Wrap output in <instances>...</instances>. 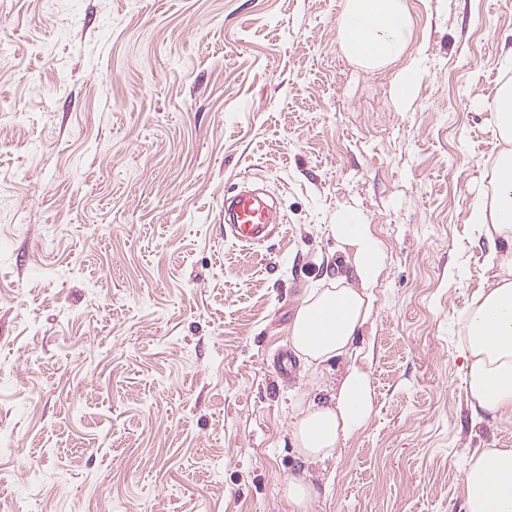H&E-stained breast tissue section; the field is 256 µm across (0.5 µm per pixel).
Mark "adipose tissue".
<instances>
[{
	"label": "adipose tissue",
	"mask_w": 512,
	"mask_h": 512,
	"mask_svg": "<svg viewBox=\"0 0 512 512\" xmlns=\"http://www.w3.org/2000/svg\"><path fill=\"white\" fill-rule=\"evenodd\" d=\"M410 26L406 0H345L337 26L343 52L363 69L400 63L392 85L399 103L412 95L419 76L408 61ZM502 67L511 77L499 87L491 114L501 143L492 162V192L478 198L468 219L487 247L486 263L494 275L459 317L457 350L473 421L488 417L512 424V50L504 53ZM328 229L356 279L342 276L329 287L309 290L289 326L290 345L309 369L313 391L291 409V437L298 457L310 465L334 459L342 442L366 428L375 406L356 341L375 307L385 253L357 209L338 210ZM338 360L347 367L331 390L325 372ZM462 509L512 512V448L473 450L463 470Z\"/></svg>",
	"instance_id": "obj_1"
}]
</instances>
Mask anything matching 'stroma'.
I'll return each instance as SVG.
<instances>
[{"instance_id":"1","label":"stroma","mask_w":512,"mask_h":512,"mask_svg":"<svg viewBox=\"0 0 512 512\" xmlns=\"http://www.w3.org/2000/svg\"><path fill=\"white\" fill-rule=\"evenodd\" d=\"M344 0H0V512H462L472 422L458 315L492 277L468 222L512 0H407L421 74L369 72ZM263 184L283 234L241 247L224 194ZM362 212L386 258L362 330L366 428L324 470L292 451L310 375L299 299L347 276ZM419 76V70L410 61L403 66L396 74L392 85V98L398 103L405 102L413 93ZM318 491L313 482L290 477L284 482L283 496L289 512H307Z\"/></svg>"}]
</instances>
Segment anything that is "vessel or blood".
<instances>
[{
	"label": "vessel or blood",
	"mask_w": 512,
	"mask_h": 512,
	"mask_svg": "<svg viewBox=\"0 0 512 512\" xmlns=\"http://www.w3.org/2000/svg\"><path fill=\"white\" fill-rule=\"evenodd\" d=\"M224 217L232 237L249 245L270 239L279 230L273 206L249 190L225 197Z\"/></svg>",
	"instance_id": "1"
}]
</instances>
